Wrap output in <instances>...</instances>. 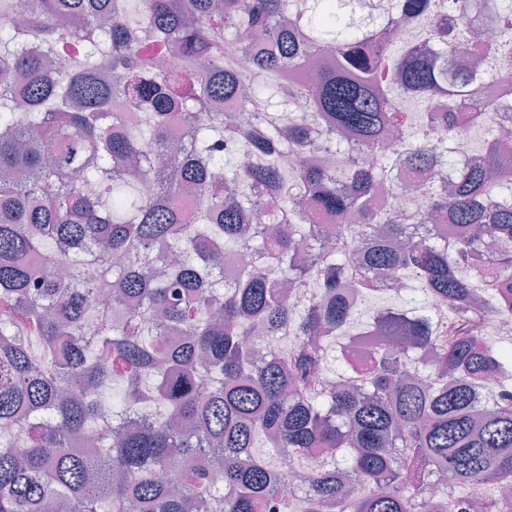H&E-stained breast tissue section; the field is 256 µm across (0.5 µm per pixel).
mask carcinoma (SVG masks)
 Here are the masks:
<instances>
[{
    "label": "carcinoma",
    "mask_w": 512,
    "mask_h": 512,
    "mask_svg": "<svg viewBox=\"0 0 512 512\" xmlns=\"http://www.w3.org/2000/svg\"><path fill=\"white\" fill-rule=\"evenodd\" d=\"M126 2L0 0V426L19 431L0 445V512H469L466 491L512 483V346L482 333L486 312L512 316V195L498 194L512 158L493 140L469 164L421 138L361 162L388 127L425 131L407 101L435 109L450 141L447 101L474 125L512 121V106L480 107L481 69L448 62L467 29L512 28V11L391 0L358 26L360 0H140L134 17ZM397 14L431 19L433 50L369 52ZM29 41L68 52L71 69L52 72ZM313 55L329 60L314 79L302 74ZM271 88L305 100L300 121L281 125ZM258 126L300 156L292 170ZM176 127L192 152L160 165ZM395 166L449 178L382 226L346 224ZM187 191L203 203L194 224ZM267 198L280 205L274 235L250 223ZM433 214L450 237L396 247ZM478 229L498 244L484 271ZM248 241L255 262L214 275ZM386 274L425 302L359 320ZM277 280L315 296L299 310ZM255 329L291 344L256 359ZM265 446L292 460L303 495L255 453ZM482 506L512 512V498Z\"/></svg>",
    "instance_id": "carcinoma-1"
}]
</instances>
